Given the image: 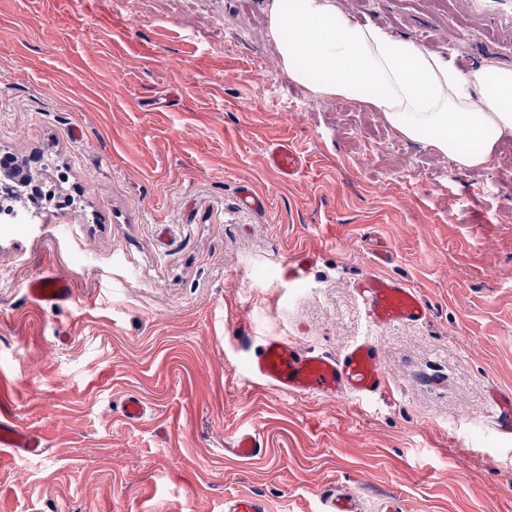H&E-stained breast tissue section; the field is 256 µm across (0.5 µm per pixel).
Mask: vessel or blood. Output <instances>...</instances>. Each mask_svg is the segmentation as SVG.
<instances>
[{"instance_id":"1","label":"vessel or blood","mask_w":512,"mask_h":512,"mask_svg":"<svg viewBox=\"0 0 512 512\" xmlns=\"http://www.w3.org/2000/svg\"><path fill=\"white\" fill-rule=\"evenodd\" d=\"M456 4L460 11L490 29L495 41L512 42V0H456ZM266 162L288 180L302 167L300 156L285 141L269 144ZM29 292L47 304L72 297L68 283L57 277L32 282ZM357 292L369 324L376 328L423 322L430 316L431 308L421 293L393 277L367 275L360 280ZM249 372L261 385L325 400L361 401L382 393L387 386L380 349L371 337L359 340L338 355L315 353L280 338L268 337L251 358ZM490 406L500 434L512 436V393L492 391ZM0 446L31 455L43 451L40 437L9 420L0 421ZM263 448L260 434L253 430L235 433L229 443L230 451L241 458L257 456ZM224 512H266V507L259 496L233 495L225 498ZM319 512H363L362 497L350 489L330 492L321 497Z\"/></svg>"}]
</instances>
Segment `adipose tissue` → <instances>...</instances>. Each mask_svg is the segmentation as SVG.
<instances>
[{"label":"adipose tissue","mask_w":512,"mask_h":512,"mask_svg":"<svg viewBox=\"0 0 512 512\" xmlns=\"http://www.w3.org/2000/svg\"><path fill=\"white\" fill-rule=\"evenodd\" d=\"M269 28L294 82L381 113L397 136L427 139L458 168L489 165L512 139L510 67L460 71L414 40L353 22L335 0H271Z\"/></svg>","instance_id":"ef3b65f1"}]
</instances>
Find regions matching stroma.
I'll return each instance as SVG.
<instances>
[{"mask_svg": "<svg viewBox=\"0 0 512 512\" xmlns=\"http://www.w3.org/2000/svg\"><path fill=\"white\" fill-rule=\"evenodd\" d=\"M336 4L512 68L454 0ZM280 140L304 162L289 181L265 159ZM508 154L460 169L313 96L280 64L266 0H0V156L53 195L40 223L0 224V418L45 444L0 461V512H224L244 493L317 512L336 485L369 510L397 495L409 512H512V438L487 402L512 392ZM370 273L418 288L430 319L372 328ZM47 276L69 301L34 303ZM269 336L330 355L376 337L388 391L357 409L260 387L248 365ZM245 427L265 443L251 460L224 451Z\"/></svg>", "mask_w": 512, "mask_h": 512, "instance_id": "stroma-1", "label": "stroma"}]
</instances>
